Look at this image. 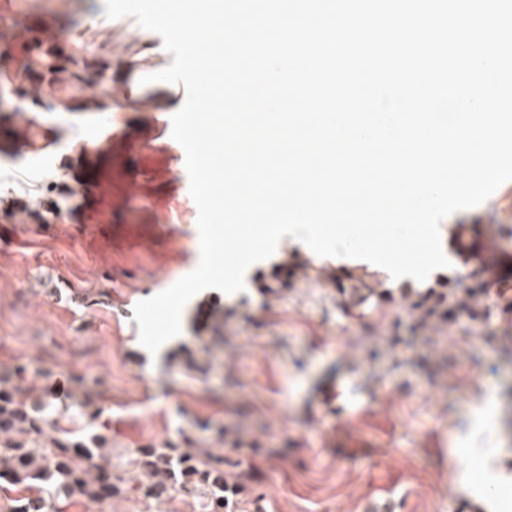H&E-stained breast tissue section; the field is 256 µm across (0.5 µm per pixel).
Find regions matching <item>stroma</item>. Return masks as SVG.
Wrapping results in <instances>:
<instances>
[{
	"label": "stroma",
	"mask_w": 512,
	"mask_h": 512,
	"mask_svg": "<svg viewBox=\"0 0 512 512\" xmlns=\"http://www.w3.org/2000/svg\"><path fill=\"white\" fill-rule=\"evenodd\" d=\"M54 25L66 68L21 112L47 140L16 143L14 112H0V195L25 209L61 203L59 217L15 223L0 210V374L25 372L38 392L62 381L67 413L49 412L46 438L60 427L101 433L125 494L97 504L77 496L66 512H194L174 496L135 492L137 448L192 445L222 453L261 474L239 495L237 512H361L390 493L400 512H451V499H491L512 512V348L490 347L462 330L419 343L438 372L428 377L385 357L389 319L356 320L336 309L325 288L298 282L275 308L256 288L223 295L237 319L213 313L215 332L196 327L214 295L185 306L180 334L157 355L139 342L135 305L193 271L200 260L196 224L176 208L193 206L185 152L171 137L181 106L174 84H141L173 61L161 37L135 18L105 15L103 0H0V27ZM85 81L71 88L70 74ZM109 154L91 167L93 139ZM490 202L445 217L442 246L462 260L453 226L484 225ZM342 397L326 407L328 381ZM100 394L97 418L82 405ZM246 445H224L223 427ZM498 474L483 482L484 467Z\"/></svg>",
	"instance_id": "1"
}]
</instances>
